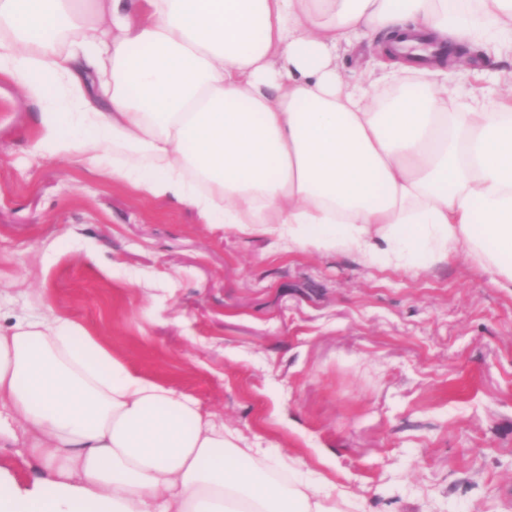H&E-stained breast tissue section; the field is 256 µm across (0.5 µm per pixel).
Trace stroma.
<instances>
[{
  "label": "stroma",
  "instance_id": "stroma-1",
  "mask_svg": "<svg viewBox=\"0 0 512 512\" xmlns=\"http://www.w3.org/2000/svg\"><path fill=\"white\" fill-rule=\"evenodd\" d=\"M470 46L449 67L458 101ZM42 102L0 78V327L69 318L215 412L348 512H512V293L463 254L408 270L276 238L141 195L79 153H35ZM42 466L0 437V485Z\"/></svg>",
  "mask_w": 512,
  "mask_h": 512
}]
</instances>
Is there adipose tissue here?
Listing matches in <instances>:
<instances>
[{
	"label": "adipose tissue",
	"mask_w": 512,
	"mask_h": 512,
	"mask_svg": "<svg viewBox=\"0 0 512 512\" xmlns=\"http://www.w3.org/2000/svg\"><path fill=\"white\" fill-rule=\"evenodd\" d=\"M0 0V75L44 102L36 150L80 151L201 223L279 233L404 269L462 252L512 292V76L450 111L438 59L344 81L339 51L493 36L512 0ZM112 78L109 107L88 75ZM84 138L75 141L71 128ZM45 473L0 512H343V490L281 482L190 396L132 371L72 320L0 329V428Z\"/></svg>",
	"instance_id": "ef3b65f1"
}]
</instances>
